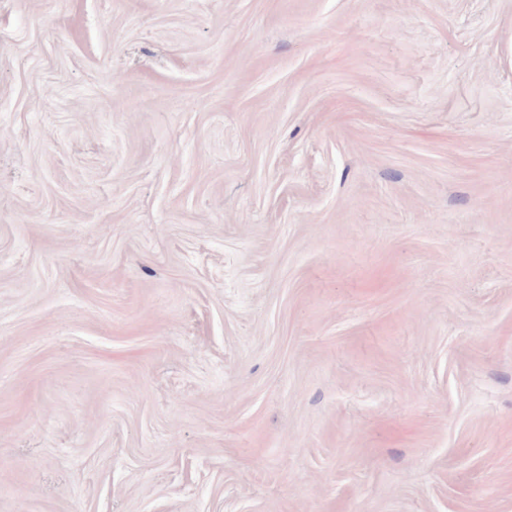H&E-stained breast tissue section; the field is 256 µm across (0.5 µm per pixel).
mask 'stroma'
Wrapping results in <instances>:
<instances>
[{
  "mask_svg": "<svg viewBox=\"0 0 512 512\" xmlns=\"http://www.w3.org/2000/svg\"><path fill=\"white\" fill-rule=\"evenodd\" d=\"M0 512H512V0H0Z\"/></svg>",
  "mask_w": 512,
  "mask_h": 512,
  "instance_id": "1",
  "label": "stroma"
}]
</instances>
